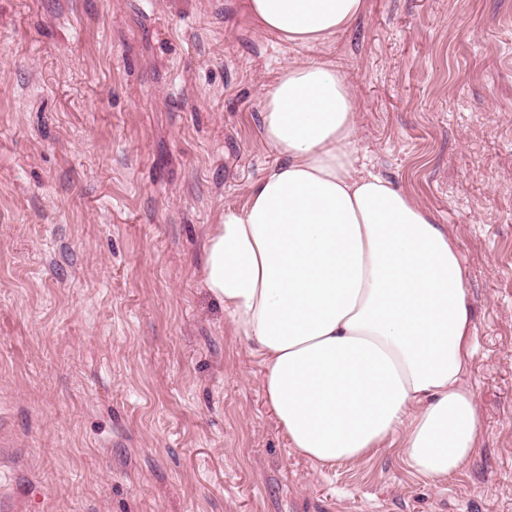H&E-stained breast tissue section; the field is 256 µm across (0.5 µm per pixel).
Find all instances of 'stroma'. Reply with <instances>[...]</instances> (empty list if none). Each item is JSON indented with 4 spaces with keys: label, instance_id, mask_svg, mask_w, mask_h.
<instances>
[{
    "label": "stroma",
    "instance_id": "35a3bbf8",
    "mask_svg": "<svg viewBox=\"0 0 512 512\" xmlns=\"http://www.w3.org/2000/svg\"><path fill=\"white\" fill-rule=\"evenodd\" d=\"M246 0H0V483L20 512H512V0H367L324 47ZM329 57L367 169L456 238L481 450L289 449L202 285V240L276 157L264 86Z\"/></svg>",
    "mask_w": 512,
    "mask_h": 512
}]
</instances>
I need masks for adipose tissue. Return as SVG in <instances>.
<instances>
[{
  "label": "adipose tissue",
  "instance_id": "obj_1",
  "mask_svg": "<svg viewBox=\"0 0 512 512\" xmlns=\"http://www.w3.org/2000/svg\"><path fill=\"white\" fill-rule=\"evenodd\" d=\"M257 30L323 46L366 0H248ZM276 163L203 239V284L262 367L289 448L322 465L389 445L432 481L479 450L474 355L447 225L361 161L354 92L329 58L288 63L261 99Z\"/></svg>",
  "mask_w": 512,
  "mask_h": 512
}]
</instances>
